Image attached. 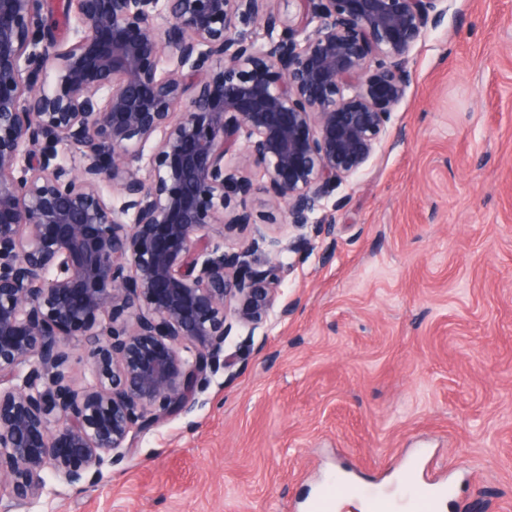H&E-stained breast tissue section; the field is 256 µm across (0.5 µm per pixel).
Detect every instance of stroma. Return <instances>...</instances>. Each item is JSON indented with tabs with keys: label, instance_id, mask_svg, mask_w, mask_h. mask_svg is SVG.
<instances>
[{
	"label": "stroma",
	"instance_id": "35a3bbf8",
	"mask_svg": "<svg viewBox=\"0 0 512 512\" xmlns=\"http://www.w3.org/2000/svg\"><path fill=\"white\" fill-rule=\"evenodd\" d=\"M368 164L303 243L252 170L249 237L283 253L278 313L225 342L189 413L138 434L84 490L46 476L23 512H310L452 483L442 512H512V0H448Z\"/></svg>",
	"mask_w": 512,
	"mask_h": 512
}]
</instances>
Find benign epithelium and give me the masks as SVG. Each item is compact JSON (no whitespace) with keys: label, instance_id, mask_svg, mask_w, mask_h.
<instances>
[{"label":"benign epithelium","instance_id":"obj_1","mask_svg":"<svg viewBox=\"0 0 512 512\" xmlns=\"http://www.w3.org/2000/svg\"><path fill=\"white\" fill-rule=\"evenodd\" d=\"M285 2L294 11L280 0H70L66 45L44 0H0L8 508L38 498L48 472L84 488L136 434L193 410L231 366L233 327L274 310L278 257L296 251L273 237L229 253L210 235L250 223L244 209L226 213L254 184L225 159L263 172L288 223L331 235L333 221L314 216L373 156L410 82L412 48L448 13V0ZM60 146L82 163L67 166ZM74 336L86 337V389L66 381ZM19 366L23 384L2 387Z\"/></svg>","mask_w":512,"mask_h":512}]
</instances>
